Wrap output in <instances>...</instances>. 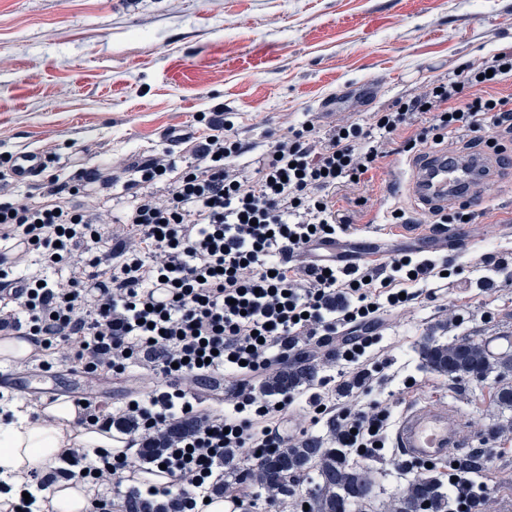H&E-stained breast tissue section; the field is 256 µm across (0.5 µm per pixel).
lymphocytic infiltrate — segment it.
Returning a JSON list of instances; mask_svg holds the SVG:
<instances>
[{
  "label": "lymphocytic infiltrate",
  "instance_id": "lymphocytic-infiltrate-1",
  "mask_svg": "<svg viewBox=\"0 0 512 512\" xmlns=\"http://www.w3.org/2000/svg\"><path fill=\"white\" fill-rule=\"evenodd\" d=\"M511 77L503 47L396 100L373 125L325 130L308 119L271 135L248 165L233 123L215 119L183 165L167 149L136 164L116 158L36 197L13 196L0 173V281L19 285L0 297V335L26 330L34 357L62 348L89 374L142 372L112 411L80 394L77 426L118 447L73 444L63 466L32 467V485L83 483L87 512H209L215 500L244 505L253 487L282 512H305L268 481L267 457L312 442L321 423L326 447L382 455L391 410L364 397L390 362L386 317L447 297L460 270L444 255L400 251L384 265L324 266L306 249L352 232L366 201L342 210L337 192L358 189L394 151L485 128L487 146L505 153L512 93L501 86ZM129 172L141 188L112 216L110 190ZM34 251L41 271L20 273ZM306 358L339 370L299 379ZM161 471L167 483L153 482ZM452 475L446 512H484L487 483L468 469Z\"/></svg>",
  "mask_w": 512,
  "mask_h": 512
}]
</instances>
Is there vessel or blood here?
<instances>
[{"label": "vessel or blood", "mask_w": 512, "mask_h": 512, "mask_svg": "<svg viewBox=\"0 0 512 512\" xmlns=\"http://www.w3.org/2000/svg\"><path fill=\"white\" fill-rule=\"evenodd\" d=\"M485 158H471L465 161L449 159L447 151L425 152L423 161L412 167L406 188L417 210L429 212L463 200L481 204L487 187L496 180L495 170L485 167ZM44 159L37 152L19 153L12 166L16 180L30 182L40 174ZM429 234L436 243L437 251L457 250L468 246L469 238L464 227L439 226L430 228ZM366 252L337 248L328 243L327 252L345 265L361 261L385 263L392 254V248L379 225H370L364 239ZM27 342L26 337L10 336L1 339L0 348V389L18 395H29L31 379L42 373V366H26L25 356L20 353ZM468 439L464 420L454 415L447 404H409L400 412L391 432V440L400 457L417 461L447 459L455 448L464 446Z\"/></svg>", "instance_id": "obj_1"}]
</instances>
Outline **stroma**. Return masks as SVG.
<instances>
[{
	"label": "stroma",
	"mask_w": 512,
	"mask_h": 512,
	"mask_svg": "<svg viewBox=\"0 0 512 512\" xmlns=\"http://www.w3.org/2000/svg\"><path fill=\"white\" fill-rule=\"evenodd\" d=\"M510 44L512 0H0V171L19 152L43 154L39 178L15 186L26 196L117 157L137 163L170 147L184 161L187 150L164 130L206 136L216 112L252 145L250 162L267 132L329 110L369 124L401 96ZM407 161L397 154L370 173L360 223H383L395 207L416 216L398 177ZM511 204L506 171L478 209L476 250H512L499 234ZM448 257L463 272L447 313L422 299L388 330L392 362L370 397L395 414L445 402L480 419L471 447L497 451L481 474L489 505L512 512V400L503 393L512 352L491 360L482 380L445 378L428 364L432 345L512 332V285L492 271L482 287L467 253ZM368 464L375 512H401L404 476L382 458Z\"/></svg>",
	"instance_id": "35a3bbf8"
}]
</instances>
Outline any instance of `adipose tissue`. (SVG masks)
I'll return each mask as SVG.
<instances>
[{"instance_id": "obj_1", "label": "adipose tissue", "mask_w": 512, "mask_h": 512, "mask_svg": "<svg viewBox=\"0 0 512 512\" xmlns=\"http://www.w3.org/2000/svg\"><path fill=\"white\" fill-rule=\"evenodd\" d=\"M40 406H31L29 412L16 414L14 420L0 425V477L20 490L32 464L51 462L80 441L95 446L106 439L94 432H75L72 427L73 412L69 405L53 408V423L41 420Z\"/></svg>"}]
</instances>
